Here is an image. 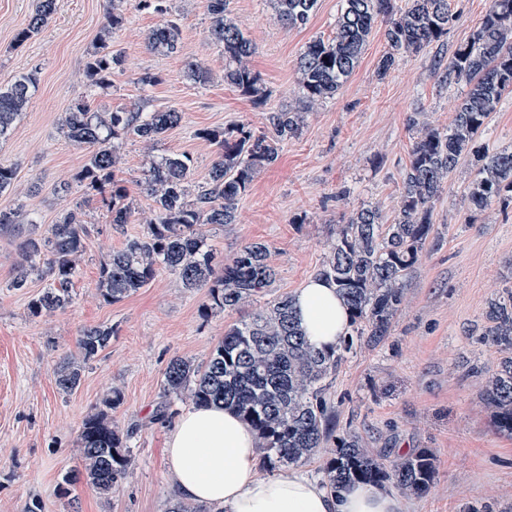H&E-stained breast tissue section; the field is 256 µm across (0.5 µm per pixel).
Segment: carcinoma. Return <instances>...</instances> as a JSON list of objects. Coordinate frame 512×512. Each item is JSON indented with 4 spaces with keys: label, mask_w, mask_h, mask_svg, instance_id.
Listing matches in <instances>:
<instances>
[{
    "label": "carcinoma",
    "mask_w": 512,
    "mask_h": 512,
    "mask_svg": "<svg viewBox=\"0 0 512 512\" xmlns=\"http://www.w3.org/2000/svg\"><path fill=\"white\" fill-rule=\"evenodd\" d=\"M126 0H112V12L86 62L89 86L111 87L112 70L122 66V53L111 47L112 30L125 18ZM273 18L285 27L308 22L318 0H269ZM57 0H38L27 26L15 37L21 45L37 34L56 11ZM161 22L148 35V47L166 54L178 51L180 19L167 0H138ZM211 31L224 47V83L242 95L261 102L267 91L251 66L255 46L227 12V0H207ZM390 20L384 29L388 51L381 57L377 76L384 78L403 55L416 54L443 41L455 16L448 0H408L400 13L392 0H341L334 35L309 41L297 60V106L272 111L268 131L254 132L243 125L227 130L210 129L200 137L222 149L205 183L190 187L192 158L186 154L152 159L146 186L154 215L144 231L125 240L101 263L96 288L104 301L116 303L152 281L165 269L182 287L208 289L203 315L233 313L276 282L269 246L253 241L231 258L216 252L202 231L205 225L222 226L237 220V204L257 172L274 163L280 142L295 137L303 113L332 99L353 73L379 16ZM439 82L465 81L468 91L458 104L451 126L418 131L409 167L402 178L400 206L393 222L386 224L376 207H361L336 234V242L318 276L336 286L350 311L357 335L340 345L318 349L302 332L294 311V297L279 295L266 309L236 321L224 330V339L206 361L184 358L170 361L164 376L165 404L155 420L168 419L176 400L195 406H221L233 410L256 432L264 467L271 471L311 460L333 438L336 421L326 399V379L336 374L345 354L355 343L377 345L387 336L403 302V281L422 253L431 234V202L439 196L460 160L471 155L476 173L468 186V199L476 209L493 201L512 205V151L489 152L476 146V138L503 97L512 94V0H491L489 9L469 40L459 45L448 62L436 61ZM186 75L196 83L209 73L193 60L185 63ZM37 80L23 73L7 87H0V142L8 140L17 117L29 102ZM182 113L174 108L158 112L117 110L94 112L81 98L65 113L62 132L75 146L89 147L74 181L101 191L112 187L109 207L112 228L124 231L132 207L119 185L115 140L136 138L145 143L180 124ZM88 234L83 213L62 214L46 233L29 234L20 243L22 262L10 282L15 289L28 285L37 271L51 283L29 303L32 315L50 316L71 305L77 259ZM113 329L89 326L78 340L80 358L63 359L54 371L57 388L75 391L85 365L105 350ZM478 341L495 347L502 357L486 371L484 400L494 409L497 429L512 435V286L488 303ZM115 388L103 399V408L89 414L78 434L83 470L65 474L63 482L86 480L107 497L126 476L131 462V433L112 420L120 404ZM327 487L336 493L353 483L381 485L392 482L413 495L423 494L435 474L432 453L423 448L392 463L364 447L362 437L349 432L339 439L334 456L325 464Z\"/></svg>",
    "instance_id": "carcinoma-1"
}]
</instances>
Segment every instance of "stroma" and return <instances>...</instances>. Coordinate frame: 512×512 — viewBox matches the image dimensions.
<instances>
[{
    "label": "stroma",
    "instance_id": "obj_1",
    "mask_svg": "<svg viewBox=\"0 0 512 512\" xmlns=\"http://www.w3.org/2000/svg\"><path fill=\"white\" fill-rule=\"evenodd\" d=\"M136 2L128 0L125 21L112 32V46L125 61L101 91L88 89L85 66L110 0H58L47 25L20 46L14 36L37 0H0V86L22 72L37 77L12 135L0 144V164L16 171L12 187L0 194V209L22 218L19 230H0V512H27L34 504L39 512H169L177 500L165 460L172 426L151 421L169 361H204L226 326L259 313L273 297L296 294L316 276L338 228L361 206L379 207L392 221L417 128L449 126L467 90L463 82L440 86L434 64L469 39L490 5L449 0L455 21L447 39L403 56L383 78L376 67L387 45L383 24H376L336 97L306 113L300 133L256 174L236 223L207 229L227 258L247 242L267 243L277 270L273 288L238 312L206 316V290H186L165 270L122 301L105 302L96 288L99 267L126 238L139 235L151 215L148 159L189 154L192 183L204 182L221 149L199 138L198 130L243 124L260 132L271 110L294 104L297 58L310 40L332 36L340 0H318L307 24L294 28L273 19L268 0H229L231 17L256 47L251 64L268 90L261 107L225 84L224 50L210 34L205 0H171L183 39L179 52L169 55L148 47L159 17ZM192 59L208 68V82L187 78L185 63ZM146 71L158 75L156 84L139 83ZM83 97L100 112L174 107L183 114L180 126L156 142L119 144L118 178L134 211L121 234L111 226L108 194L72 183L87 151L66 139L61 124ZM478 144L512 149V95L491 114ZM474 171L472 159L462 160L433 201V232L404 280L390 337L348 354L330 389L337 435L355 429L367 448L392 461L421 448L431 451L435 478L422 496L405 495L407 512H462L468 504L512 512V436L497 431L484 401L485 377L470 370L500 359L495 347L476 343L471 332L483 325L489 300L512 285V207L495 202L475 209L467 198ZM66 182L70 190L61 191ZM74 208L84 212L88 236L73 302L54 315L32 316L28 304L46 279L32 276L20 290L7 285L20 262L27 218L33 214L48 225ZM99 324L114 330L109 347L86 366L75 393H61L55 368L77 356L83 329ZM115 387L122 401L112 417L135 429L132 461L103 498L83 482L65 486L63 476L81 469L79 428Z\"/></svg>",
    "mask_w": 512,
    "mask_h": 512
}]
</instances>
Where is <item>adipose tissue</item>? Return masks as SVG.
Returning a JSON list of instances; mask_svg holds the SVG:
<instances>
[{"instance_id": "adipose-tissue-1", "label": "adipose tissue", "mask_w": 512, "mask_h": 512, "mask_svg": "<svg viewBox=\"0 0 512 512\" xmlns=\"http://www.w3.org/2000/svg\"><path fill=\"white\" fill-rule=\"evenodd\" d=\"M295 313L308 341L335 346L349 316L334 284L310 279L295 297ZM253 429L233 411L195 407L168 435L166 462L181 498L222 512H405L393 489L355 484L330 493L305 474L261 477L256 472Z\"/></svg>"}]
</instances>
